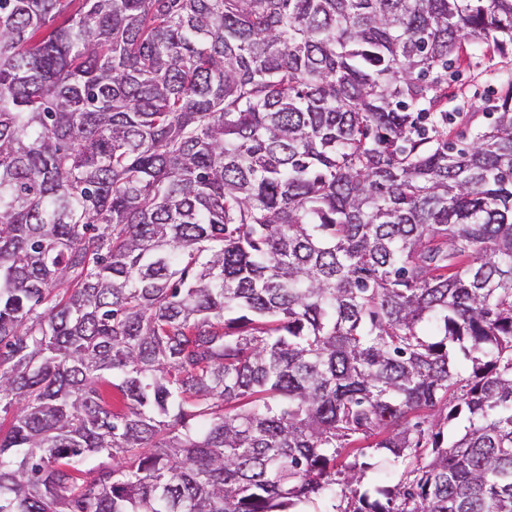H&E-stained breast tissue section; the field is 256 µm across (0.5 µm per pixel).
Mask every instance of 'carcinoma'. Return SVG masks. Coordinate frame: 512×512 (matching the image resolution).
<instances>
[{
	"label": "carcinoma",
	"instance_id": "obj_1",
	"mask_svg": "<svg viewBox=\"0 0 512 512\" xmlns=\"http://www.w3.org/2000/svg\"><path fill=\"white\" fill-rule=\"evenodd\" d=\"M468 45L512 0H0V512H512Z\"/></svg>",
	"mask_w": 512,
	"mask_h": 512
}]
</instances>
